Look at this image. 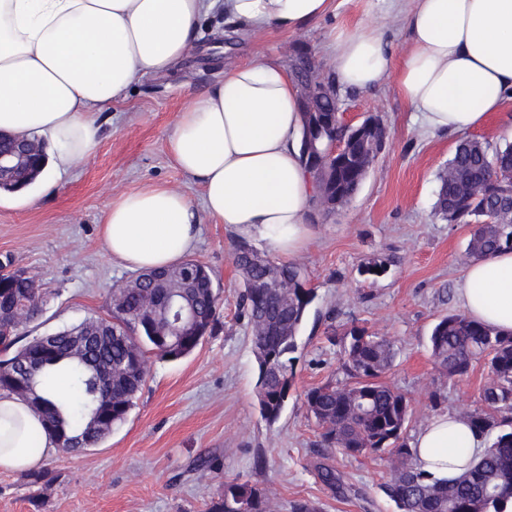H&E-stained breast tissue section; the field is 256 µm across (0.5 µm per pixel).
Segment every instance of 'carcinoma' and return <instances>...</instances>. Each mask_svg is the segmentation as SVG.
Listing matches in <instances>:
<instances>
[{
	"instance_id": "1",
	"label": "carcinoma",
	"mask_w": 512,
	"mask_h": 512,
	"mask_svg": "<svg viewBox=\"0 0 512 512\" xmlns=\"http://www.w3.org/2000/svg\"><path fill=\"white\" fill-rule=\"evenodd\" d=\"M294 80L302 82L317 70L307 52L289 59ZM340 101L338 86L320 112L303 113L302 136L317 167L307 169L315 197L326 193L338 209L351 202L366 169L376 160L369 146L355 144L350 160L329 158L325 149L337 134L333 108ZM44 163L22 178L3 180L0 191L27 187ZM512 207V144L491 146L475 139L460 141L439 177L435 211L452 223L475 220L468 244L471 257L512 251V222L487 224L498 209ZM233 264L243 289L238 305L251 327L258 365L257 401L262 416L278 420L287 399L292 371L288 354L296 349L298 332L314 300L305 270L297 263L277 261L246 242L236 244ZM183 287L179 300L193 305L198 320L172 335V312L163 310L166 289L144 282L141 287L112 292L107 316H92L48 335L30 336L27 323L15 325L9 312L26 306L28 323L42 312L44 294L33 297L30 281L15 280L0 287V394L24 400L41 417L57 448L68 454L96 446L113 426L124 421L141 392L149 353L175 361L191 354L218 324V297L211 271L194 259L161 270L138 272L139 281L154 274ZM437 367L450 377L469 374L482 361L490 381L481 394V407L464 421L487 441L483 454L460 476L431 478L417 463L404 437L409 420L405 397L383 381L395 358L390 340L353 327L341 338L348 381L326 383L307 390V412L322 429V443L349 456L381 453L393 469L382 491L399 512H506L512 503V334L503 335L464 314H448L429 337ZM68 379L70 390L52 398L57 377ZM269 512L268 499L249 482L224 484V495L208 512Z\"/></svg>"
}]
</instances>
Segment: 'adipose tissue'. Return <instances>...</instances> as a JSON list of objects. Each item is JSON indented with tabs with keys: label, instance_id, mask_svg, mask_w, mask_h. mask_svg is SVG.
Returning a JSON list of instances; mask_svg holds the SVG:
<instances>
[{
	"label": "adipose tissue",
	"instance_id": "obj_1",
	"mask_svg": "<svg viewBox=\"0 0 512 512\" xmlns=\"http://www.w3.org/2000/svg\"><path fill=\"white\" fill-rule=\"evenodd\" d=\"M408 32L393 61L380 30L335 29L328 53L341 88L368 89L395 75L403 99L433 133L482 126L512 100V0H391ZM335 9L334 0H0V133L49 137L54 173L94 148L97 116L124 103L143 75L172 69L216 11L254 31L293 33ZM302 114L287 68L263 54L180 113L168 139L176 166L202 189L147 186L113 200L101 224L104 251L132 270L174 266L199 234L200 212L240 239H261L280 257L309 240L313 197L300 159ZM465 315L512 334V252L464 270ZM55 440L27 403L0 395V470L37 468ZM422 468L458 477L484 451L460 416L440 414L416 433Z\"/></svg>",
	"mask_w": 512,
	"mask_h": 512
}]
</instances>
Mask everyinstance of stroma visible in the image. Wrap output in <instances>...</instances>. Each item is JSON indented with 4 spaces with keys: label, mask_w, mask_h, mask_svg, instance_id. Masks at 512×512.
I'll return each mask as SVG.
<instances>
[{
    "label": "stroma",
    "mask_w": 512,
    "mask_h": 512,
    "mask_svg": "<svg viewBox=\"0 0 512 512\" xmlns=\"http://www.w3.org/2000/svg\"><path fill=\"white\" fill-rule=\"evenodd\" d=\"M356 25L383 27L394 58H401L407 32L387 0H336L335 13L293 35H253L216 15L172 71L141 77L125 103L99 114L94 149L54 187L38 182L0 195V260L9 257L27 269L46 294L41 316L30 325L33 334L106 315L113 287L130 278L101 246L100 223L112 200L150 185L200 200V188L175 166L167 143L178 113L220 82L227 65L256 53L285 64L300 47L330 77L324 45L331 29ZM343 99L348 120L379 115L389 141L345 208L329 216L310 213L312 237L297 261L316 297L280 418L266 421L256 398L258 368L232 262L237 238L201 216L190 256L212 272L216 333L179 361L148 356L146 384L126 420L96 447L72 457L48 454L41 464L46 477L35 484L25 474L0 471V512H206L236 478L265 493L272 512H290L299 499L320 512H399L381 490L393 476L387 459L323 447L304 393L345 382L341 347L329 333L358 326L395 345L384 380L411 403L406 438L435 415L479 407L487 367L448 378L435 366L428 341L440 316L461 310L471 227L435 212L438 175L460 137L421 129L391 76L370 90L344 91ZM373 259L384 262L383 273L362 274V264ZM201 457L211 458L213 469L197 468ZM322 464L336 470L342 490L321 482Z\"/></svg>",
    "instance_id": "35a3bbf8"
}]
</instances>
